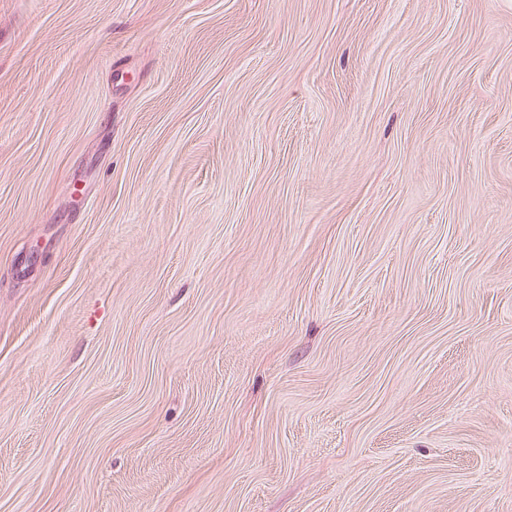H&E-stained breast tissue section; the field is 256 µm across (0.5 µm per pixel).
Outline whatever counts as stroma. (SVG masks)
Returning <instances> with one entry per match:
<instances>
[{"label": "stroma", "mask_w": 512, "mask_h": 512, "mask_svg": "<svg viewBox=\"0 0 512 512\" xmlns=\"http://www.w3.org/2000/svg\"><path fill=\"white\" fill-rule=\"evenodd\" d=\"M0 512H512V0H0Z\"/></svg>", "instance_id": "stroma-1"}]
</instances>
